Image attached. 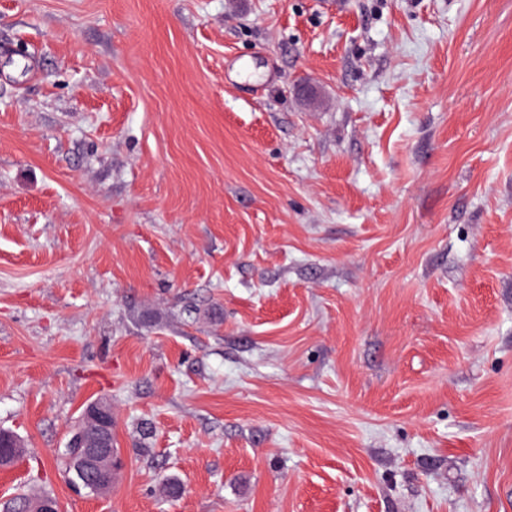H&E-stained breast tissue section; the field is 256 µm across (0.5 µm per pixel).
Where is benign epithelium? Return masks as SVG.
Wrapping results in <instances>:
<instances>
[{
	"label": "benign epithelium",
	"instance_id": "benign-epithelium-1",
	"mask_svg": "<svg viewBox=\"0 0 512 512\" xmlns=\"http://www.w3.org/2000/svg\"><path fill=\"white\" fill-rule=\"evenodd\" d=\"M83 419L97 437L87 443L77 440L71 458L73 482L95 492H106L112 488L118 468L112 444V406L104 399H97L87 405Z\"/></svg>",
	"mask_w": 512,
	"mask_h": 512
}]
</instances>
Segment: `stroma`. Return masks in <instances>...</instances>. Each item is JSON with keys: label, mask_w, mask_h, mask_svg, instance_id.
Returning <instances> with one entry per match:
<instances>
[{"label": "stroma", "mask_w": 512, "mask_h": 512, "mask_svg": "<svg viewBox=\"0 0 512 512\" xmlns=\"http://www.w3.org/2000/svg\"><path fill=\"white\" fill-rule=\"evenodd\" d=\"M1 428L0 505L512 512V0H0ZM83 419L97 437L87 443L77 439V449L71 458L73 482L95 492H106L112 488L118 468L112 444V406L104 399H97L87 405Z\"/></svg>", "instance_id": "obj_1"}]
</instances>
